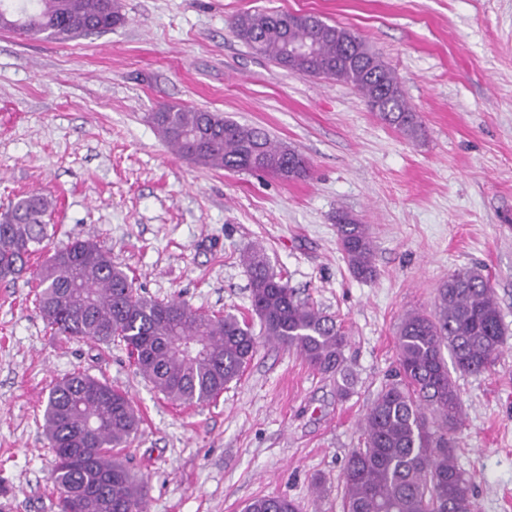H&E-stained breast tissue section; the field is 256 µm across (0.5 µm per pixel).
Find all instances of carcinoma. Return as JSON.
<instances>
[{
    "mask_svg": "<svg viewBox=\"0 0 512 512\" xmlns=\"http://www.w3.org/2000/svg\"><path fill=\"white\" fill-rule=\"evenodd\" d=\"M120 0H0V31L71 41L122 24ZM235 36L257 53L304 77L352 85L366 105L403 133L422 129L395 74L351 30L314 16L256 10L237 15ZM306 40L311 55L290 56L289 41ZM161 138L178 155L209 169L265 173L284 180L308 176L307 159L261 128L219 112L163 105L149 114ZM52 202L28 195L0 218V280L29 267L45 237ZM337 242L354 277L376 276L370 226L336 213ZM250 274L251 317L206 314L186 303L138 293L133 279L92 239L57 248L35 272V301L54 335L108 344L122 340L139 351L135 363L168 401L200 405L240 379L259 337L296 350L322 374L341 378L346 398L348 338L335 319L301 301L263 254L243 255ZM504 326L489 277L477 267L454 270L438 288L434 312L407 313L397 341L395 378L375 395L361 420L363 447L343 471V512H476L471 478L458 467L463 423L460 391L443 351L458 372L493 368ZM43 433L55 456L58 495L80 493L79 512H145L146 483L119 456L138 431L140 416L128 392L91 375L74 373L50 387ZM67 448L84 449L88 462L63 461ZM244 512H301L282 496H259Z\"/></svg>",
    "mask_w": 512,
    "mask_h": 512,
    "instance_id": "carcinoma-1",
    "label": "carcinoma"
}]
</instances>
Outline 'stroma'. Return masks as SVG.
<instances>
[{
  "label": "stroma",
  "mask_w": 512,
  "mask_h": 512,
  "mask_svg": "<svg viewBox=\"0 0 512 512\" xmlns=\"http://www.w3.org/2000/svg\"><path fill=\"white\" fill-rule=\"evenodd\" d=\"M123 24L59 42L0 31V213L35 192L55 202L32 262L93 238L139 293L247 315L261 250L346 331L352 379L261 342L216 400L183 406L138 373L125 343L54 335L30 273L0 282V512H56L40 420L55 381L82 372L125 389L142 422L122 454L147 483V512H242L260 495L342 512L359 421L396 359L397 327L433 309L462 267L496 292L505 344L494 369L456 375L457 463L477 512H512V0H120ZM248 10L305 12L357 32L401 83L423 134L410 139L351 86L303 77L239 41ZM178 103L264 128L297 149L285 182L197 166L147 115ZM371 228L377 275L355 278L337 211Z\"/></svg>",
  "instance_id": "stroma-1"
}]
</instances>
